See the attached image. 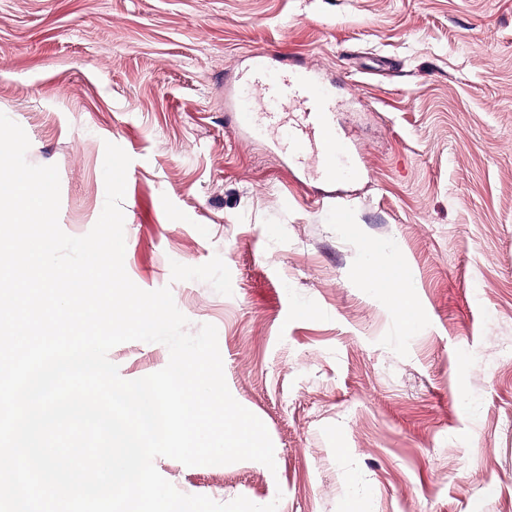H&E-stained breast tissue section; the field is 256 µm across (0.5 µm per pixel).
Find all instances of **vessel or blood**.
Instances as JSON below:
<instances>
[{"instance_id": "obj_1", "label": "vessel or blood", "mask_w": 512, "mask_h": 512, "mask_svg": "<svg viewBox=\"0 0 512 512\" xmlns=\"http://www.w3.org/2000/svg\"><path fill=\"white\" fill-rule=\"evenodd\" d=\"M253 68L264 76L258 94L266 108L258 116L251 102L231 97L236 130L279 133V149L298 160L314 156L319 176L328 183H335L342 171L357 174L358 163L338 137L328 96L317 74L293 65L287 53L255 55Z\"/></svg>"}]
</instances>
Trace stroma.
<instances>
[{
	"label": "stroma",
	"mask_w": 512,
	"mask_h": 512,
	"mask_svg": "<svg viewBox=\"0 0 512 512\" xmlns=\"http://www.w3.org/2000/svg\"><path fill=\"white\" fill-rule=\"evenodd\" d=\"M273 50L319 68L368 173L301 180L224 87ZM0 112L57 166L59 224L130 156L125 270L216 327L275 469L159 457L184 494L278 512H512V0H0ZM349 212L340 224L336 214ZM403 263L415 326L362 275ZM122 378L169 361L110 350ZM229 104L234 112H231L237 131H249L255 134L258 131L255 114L250 100L243 102L237 96L229 99Z\"/></svg>",
	"instance_id": "35a3bbf8"
}]
</instances>
